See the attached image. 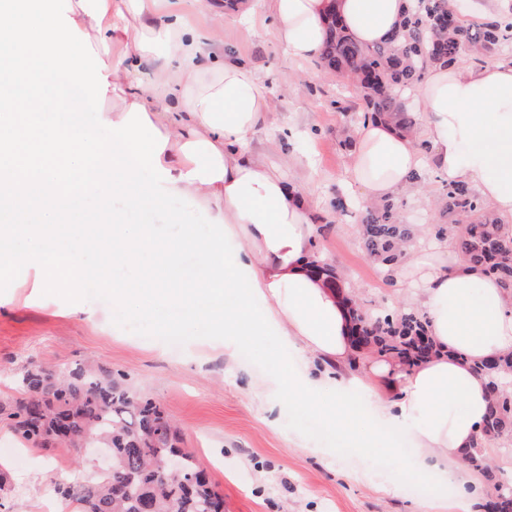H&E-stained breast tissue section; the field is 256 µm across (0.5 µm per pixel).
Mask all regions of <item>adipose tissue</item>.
<instances>
[{"label":"adipose tissue","mask_w":512,"mask_h":512,"mask_svg":"<svg viewBox=\"0 0 512 512\" xmlns=\"http://www.w3.org/2000/svg\"><path fill=\"white\" fill-rule=\"evenodd\" d=\"M406 6L273 0L269 28L293 60L308 63L327 41L329 10L356 42L372 45L392 35ZM63 81L100 103L94 126L47 122ZM411 94L423 105L419 137L369 119L356 126L350 179L363 199L401 196L406 175L427 167L446 183L474 186L512 222V59L432 68ZM269 105L255 70L160 0H0V202L22 213L32 196L43 201L40 223L16 227L25 247L0 251V273L26 267L40 291L76 300L98 276L85 238L139 263L152 247L145 225L75 224L63 238L55 226L59 215L100 197L105 176L132 184L150 172L151 201L185 195L212 214L207 239L195 244L191 302L177 284L180 241L168 247L149 290L171 306V328L208 325L230 361L276 337L279 369L258 382L268 424L277 423L284 393L301 410L325 411L354 448L390 447L388 430L403 425L416 450L396 458L407 482L437 474L468 495L481 480L462 458L489 407L488 380L473 366L512 352V288L447 241L408 248L390 278L427 317L437 353L407 367L357 352L350 304L357 284L347 281L341 293L327 284L311 199L283 165L247 147ZM356 393L365 411L352 404Z\"/></svg>","instance_id":"adipose-tissue-1"}]
</instances>
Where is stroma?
Instances as JSON below:
<instances>
[{"instance_id":"obj_1","label":"stroma","mask_w":512,"mask_h":512,"mask_svg":"<svg viewBox=\"0 0 512 512\" xmlns=\"http://www.w3.org/2000/svg\"><path fill=\"white\" fill-rule=\"evenodd\" d=\"M196 25L215 29L233 57L250 64L264 81L270 100L268 118L250 137L253 152H279L311 162L313 181L300 169L291 174L300 189L319 205L331 230L321 236L323 250L338 272L360 286L367 308L399 309L402 302L382 280L358 235L357 198L348 197L351 154L341 145L342 109L355 99L353 87L323 72L318 62L298 64L273 40L260 21L200 12L196 0H173ZM135 186L114 182L97 202L63 214L71 224H145L155 251L135 267L102 258L97 245L88 256L102 277L131 288L150 285L168 244L193 232L204 237L210 221L205 208L185 197L161 205L130 206ZM348 197L346 211L336 200ZM32 274L18 269L0 281V398L18 395L17 381L30 365L57 370L93 360L124 380L134 392L151 398L174 420L177 447L193 453L214 489L224 497V512H420L421 498L403 482H394L391 457L382 451L361 456L344 447L321 415L280 406V423L263 420L253 378L270 375L277 341L267 337L257 352L237 363L212 352L198 327L194 335L174 332L163 307L152 319L117 311L96 285L84 290L83 303L96 318L69 314V301L51 294L32 297ZM0 462L11 469L16 512H80L61 501L55 484L61 468L80 466L83 477L101 473L105 458L88 449L73 455L20 443L0 419Z\"/></svg>"}]
</instances>
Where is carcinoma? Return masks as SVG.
Instances as JSON below:
<instances>
[{
	"label": "carcinoma",
	"instance_id": "1",
	"mask_svg": "<svg viewBox=\"0 0 512 512\" xmlns=\"http://www.w3.org/2000/svg\"><path fill=\"white\" fill-rule=\"evenodd\" d=\"M329 40L319 60L329 75L349 79L359 112L404 135L415 133L409 91L435 64L450 66L470 55L477 61L512 56V16L465 20L448 0H410L402 28L374 46L357 44L335 13L327 17ZM436 237L467 261L484 266L512 287V227L495 217L477 190L450 184L436 204ZM357 233L367 255L392 268L403 247L418 238L399 200L365 207ZM356 348L385 354L411 365L429 358L435 346L424 314L404 308L395 313L352 308ZM489 381L491 404L482 436L465 453L469 469L491 482L492 493L477 504L481 512H512V480H498L489 467L485 444H512V353L476 365ZM22 398L0 403V416L12 421L22 440L43 448H80L85 438L112 450V469L103 477L60 484L57 492L79 503L82 512H224L196 457L176 447L177 429L163 410L130 390L112 372L77 362L63 370L32 365L19 378ZM177 457L181 475L161 479L159 470Z\"/></svg>",
	"mask_w": 512,
	"mask_h": 512
}]
</instances>
